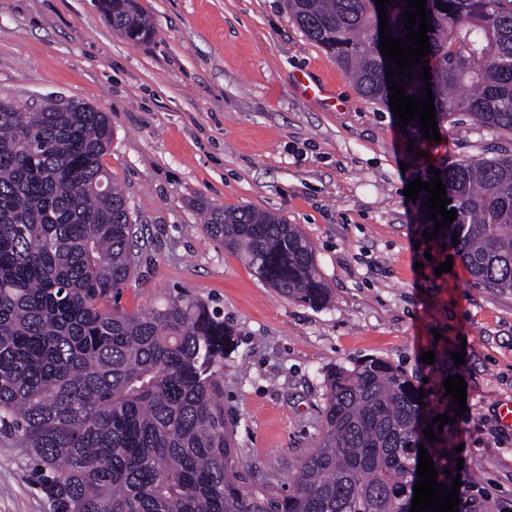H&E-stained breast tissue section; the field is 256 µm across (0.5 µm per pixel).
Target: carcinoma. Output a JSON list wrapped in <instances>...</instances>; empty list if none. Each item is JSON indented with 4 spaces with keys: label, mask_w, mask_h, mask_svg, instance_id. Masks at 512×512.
Listing matches in <instances>:
<instances>
[{
    "label": "carcinoma",
    "mask_w": 512,
    "mask_h": 512,
    "mask_svg": "<svg viewBox=\"0 0 512 512\" xmlns=\"http://www.w3.org/2000/svg\"><path fill=\"white\" fill-rule=\"evenodd\" d=\"M368 101H389L375 0H285ZM402 0L387 4L403 32ZM112 29L153 33L136 0H102ZM436 119L457 112L512 131V7L504 0H426ZM107 115L56 99L40 111L0 101V436L24 449L51 512H410L419 445L453 487L451 425L423 430L450 405L371 360L331 377L315 451L288 492L237 470L224 417V313L180 296L147 313L117 296L136 269L138 234L103 163ZM448 226L470 274L512 289V155L453 164L441 176ZM205 232L238 253L280 295L329 298L311 243L267 211L206 212Z\"/></svg>",
    "instance_id": "cac0c4a2"
}]
</instances>
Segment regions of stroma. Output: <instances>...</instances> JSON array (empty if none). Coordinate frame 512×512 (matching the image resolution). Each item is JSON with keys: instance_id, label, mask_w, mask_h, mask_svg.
I'll use <instances>...</instances> for the list:
<instances>
[{"instance_id": "35a3bbf8", "label": "stroma", "mask_w": 512, "mask_h": 512, "mask_svg": "<svg viewBox=\"0 0 512 512\" xmlns=\"http://www.w3.org/2000/svg\"><path fill=\"white\" fill-rule=\"evenodd\" d=\"M153 25L134 43L94 0H0V99L55 98L106 112L105 165L146 242L122 290L132 312L179 295L224 313L237 336L224 360V415L240 464L278 487L323 427L329 373L371 359L444 398L461 375L467 409L454 444L478 512H512V290L446 261V235L403 190L469 159L512 154V132L462 114L440 141L400 131L309 40L284 0H137ZM324 83L304 94L302 79ZM250 207L299 225L331 290L315 308L280 296L202 229L200 210ZM422 269H415V262ZM465 350V363L451 365ZM434 351V363L421 362ZM0 512H49L21 449L0 438Z\"/></svg>"}]
</instances>
